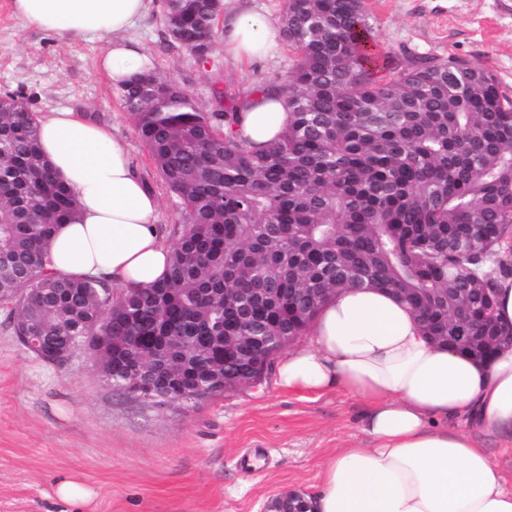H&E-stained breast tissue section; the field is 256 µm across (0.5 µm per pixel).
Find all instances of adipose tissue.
I'll return each instance as SVG.
<instances>
[{
    "label": "adipose tissue",
    "instance_id": "obj_1",
    "mask_svg": "<svg viewBox=\"0 0 512 512\" xmlns=\"http://www.w3.org/2000/svg\"><path fill=\"white\" fill-rule=\"evenodd\" d=\"M224 20V51L253 62L281 36L279 18L239 0ZM26 26L49 35L101 40V67L113 85L153 64L130 30L146 0H11ZM288 125L283 102L250 91L236 134L254 147ZM42 154L74 191L79 215L50 243L49 269L150 287L167 273L170 249L157 225L160 202L134 173L126 142L81 114L60 109L38 119ZM308 344L277 363L287 391L341 390L366 401L372 445L325 456L310 496L313 512H512V484L471 436L479 429L512 446V344L478 361L422 336L412 312L392 294L347 291L322 306Z\"/></svg>",
    "mask_w": 512,
    "mask_h": 512
}]
</instances>
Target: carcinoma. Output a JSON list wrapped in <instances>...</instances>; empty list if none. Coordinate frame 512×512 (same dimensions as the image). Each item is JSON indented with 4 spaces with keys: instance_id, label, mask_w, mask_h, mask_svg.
I'll use <instances>...</instances> for the list:
<instances>
[{
    "instance_id": "1",
    "label": "carcinoma",
    "mask_w": 512,
    "mask_h": 512,
    "mask_svg": "<svg viewBox=\"0 0 512 512\" xmlns=\"http://www.w3.org/2000/svg\"><path fill=\"white\" fill-rule=\"evenodd\" d=\"M223 3L164 0L167 28L212 50ZM294 65L280 83L291 119L257 151L236 107L206 112L154 75L122 87L185 225L167 276L141 291L47 270L75 211L38 146L35 112L0 106V289L14 335L102 337L99 368L122 390L157 382L212 396L247 347L302 336L333 294L390 290L427 336H458V294L481 308L512 278V97L480 64L402 61L374 49L362 0H288Z\"/></svg>"
}]
</instances>
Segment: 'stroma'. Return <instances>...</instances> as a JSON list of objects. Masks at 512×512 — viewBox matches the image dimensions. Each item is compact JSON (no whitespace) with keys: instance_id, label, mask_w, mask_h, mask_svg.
<instances>
[{"instance_id":"1","label":"stroma","mask_w":512,"mask_h":512,"mask_svg":"<svg viewBox=\"0 0 512 512\" xmlns=\"http://www.w3.org/2000/svg\"><path fill=\"white\" fill-rule=\"evenodd\" d=\"M363 3L378 51L478 63L512 94V0ZM162 13V0H150L133 34L157 73L180 82L205 111L218 108L213 88L242 93L292 68L287 45L246 63L226 55L220 40L214 66L199 65L168 43ZM103 48L27 27L11 0H0V94L24 95L39 114L79 112L124 139L135 172L159 197L161 235L175 243L184 225L179 201L98 64ZM367 409L342 391L289 392L271 378L192 406L156 405L113 388L89 351L61 365L37 358L0 308V512H262L285 491L313 494L320 462L334 449L368 446ZM64 480L87 498L60 500Z\"/></svg>"}]
</instances>
